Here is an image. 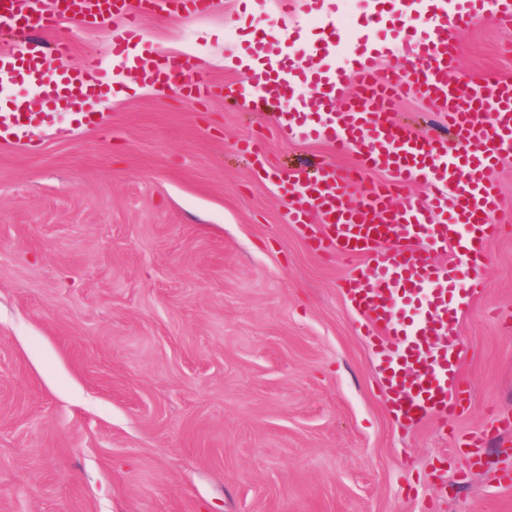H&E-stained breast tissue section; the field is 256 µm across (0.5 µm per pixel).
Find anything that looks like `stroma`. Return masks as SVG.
Wrapping results in <instances>:
<instances>
[{"label":"stroma","instance_id":"1","mask_svg":"<svg viewBox=\"0 0 512 512\" xmlns=\"http://www.w3.org/2000/svg\"><path fill=\"white\" fill-rule=\"evenodd\" d=\"M280 0L205 16L147 13L143 46L191 56L216 85L247 74ZM300 42L325 0H292ZM73 51L110 57L107 26ZM454 78L512 77V30L459 31ZM113 76L76 128L0 143V512H512V231L486 245L485 288L459 315L469 405L403 427L335 257L285 223L274 181L354 165L282 129L254 97L203 106ZM255 145L242 151L241 140ZM485 439L472 463L460 441Z\"/></svg>","mask_w":512,"mask_h":512}]
</instances>
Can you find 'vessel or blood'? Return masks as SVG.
<instances>
[{
	"mask_svg": "<svg viewBox=\"0 0 512 512\" xmlns=\"http://www.w3.org/2000/svg\"><path fill=\"white\" fill-rule=\"evenodd\" d=\"M19 0H0V80L25 68L42 83L38 108L0 110V141L33 144L57 112L95 95V80L106 73L101 57L90 53L66 72L48 71L45 56L31 48L34 33H45L57 56L73 50L70 22L104 23L118 33L114 64H123V47L142 42L140 19L165 0H60L57 9H34L22 25L5 23ZM397 22H421L422 36L401 38L383 51V63L359 51H347L335 15L325 26L336 36V51L349 68L313 70L320 45L290 46L288 68L267 70L228 96H244L256 87L281 110L288 129L328 141L339 156L358 154L355 170L324 166L313 176L291 168L276 179L279 189L299 191V202L285 213L289 224H303L309 210L321 216L324 229L311 235L318 251L336 254L350 269L343 290L362 316L369 335L382 340L377 367L388 406L402 424L456 415L470 399V388L456 375L458 365L454 315L468 306L484 286V249L500 233L504 219L493 171L501 153L512 151V78L463 83L452 79L459 53L457 33L488 19L512 27V0H470L466 9L448 0H393ZM356 90L344 95L348 75ZM141 83L158 87L176 100L205 103L215 84L194 58L157 53L152 67L138 68ZM310 78L314 86L294 100L293 78ZM414 96L431 111L448 118L447 131L419 136L396 123V101ZM383 174L360 197L351 191L356 175ZM422 193H410L412 184ZM453 252L447 263L433 259ZM425 298L422 317L400 316V304Z\"/></svg>",
	"mask_w": 512,
	"mask_h": 512,
	"instance_id": "1",
	"label": "vessel or blood"
}]
</instances>
